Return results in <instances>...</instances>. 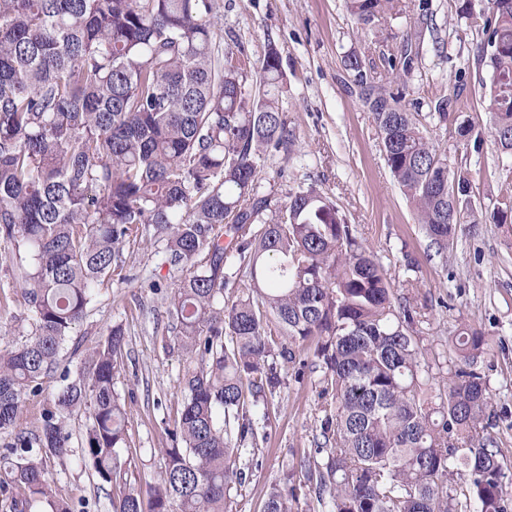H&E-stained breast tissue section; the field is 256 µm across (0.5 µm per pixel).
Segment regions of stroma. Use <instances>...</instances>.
I'll list each match as a JSON object with an SVG mask.
<instances>
[{
    "label": "stroma",
    "mask_w": 512,
    "mask_h": 512,
    "mask_svg": "<svg viewBox=\"0 0 512 512\" xmlns=\"http://www.w3.org/2000/svg\"><path fill=\"white\" fill-rule=\"evenodd\" d=\"M404 9L380 28L358 24L345 0H212L216 42L222 52L244 51L251 65L246 86L259 81L257 65L269 48L280 54L286 78L282 106L294 143L271 152L258 175L257 190L272 207L289 193L315 189L332 201L357 236L383 266L394 291L408 297L423 316L424 344L446 357L448 337L459 324L485 331L489 350L478 360L492 394L487 433L504 451L512 472V223L492 218L494 203L512 194V156L490 133L488 98L479 85L485 71L476 61L482 39L470 19L461 17L463 0H403ZM409 52L405 103L416 113L449 173H461L472 186L478 221L462 225L445 253L430 246L413 204L392 177L372 114L364 105L358 73L393 84L392 59ZM362 59L361 72L347 69L350 56ZM465 80H456L458 71ZM451 99L447 120L433 114L434 102ZM469 121L478 142L456 137L455 126ZM130 280L99 286L73 341L101 338L112 323H123L127 345L115 390L126 410L130 442L123 452L131 484L145 487L164 468L161 454L181 408L179 378L186 356L173 345L164 288L180 269L167 259L164 243L142 241L125 247ZM10 250L0 247V347L18 341L23 313L21 291L9 287ZM161 283V291L149 281ZM282 386L270 396L259 430V450L242 458L248 483L234 496L233 512H262L271 487L312 454L320 436L322 402L319 373L296 381L282 366ZM86 414L71 419L70 454L46 464L57 498L73 501L76 512H112L113 490L99 485L81 462Z\"/></svg>",
    "instance_id": "1"
}]
</instances>
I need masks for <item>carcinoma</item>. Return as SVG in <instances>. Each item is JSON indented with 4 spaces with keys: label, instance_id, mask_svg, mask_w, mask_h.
<instances>
[{
    "label": "carcinoma",
    "instance_id": "carcinoma-1",
    "mask_svg": "<svg viewBox=\"0 0 512 512\" xmlns=\"http://www.w3.org/2000/svg\"><path fill=\"white\" fill-rule=\"evenodd\" d=\"M365 27L401 0H347ZM211 0H0V241L12 246L26 339L0 349V495L9 512L53 496L46 458L69 453L67 421L88 413L83 459L120 491L115 512H232V491L255 454L253 418L281 387L278 367L320 372L316 448L263 512H293L315 495L327 512H512V474L479 426L491 401L477 359L486 334L448 337V370L434 371L417 325L382 265L336 206L313 189L271 210L256 190L267 155L288 148L281 66L264 57L257 92L240 80L245 59L219 57ZM488 74L491 129L512 154V0H492L478 25ZM357 72L386 164L441 253L471 194L404 104ZM186 263L166 295L174 343L193 364L180 378L182 409L161 449L165 468L143 492L127 484L125 409L114 388L126 331L114 323L62 351L97 287L127 279L124 247L143 236ZM238 256L230 271L228 254ZM312 352V359L301 357ZM60 386L34 431L19 427L28 396Z\"/></svg>",
    "mask_w": 512,
    "mask_h": 512
}]
</instances>
